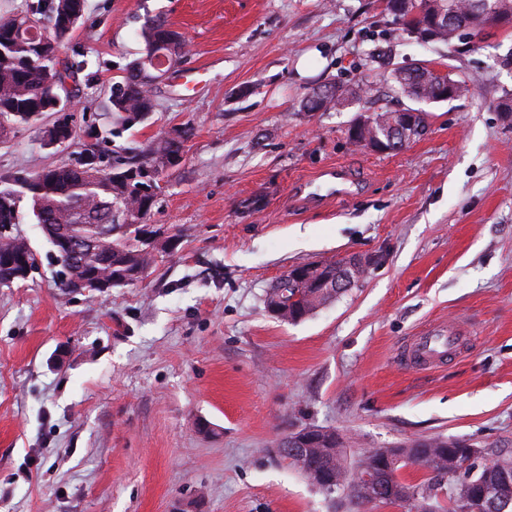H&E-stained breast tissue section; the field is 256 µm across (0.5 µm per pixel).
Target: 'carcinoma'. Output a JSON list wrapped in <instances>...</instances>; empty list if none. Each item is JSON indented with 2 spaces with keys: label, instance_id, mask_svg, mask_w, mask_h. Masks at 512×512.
<instances>
[{
  "label": "carcinoma",
  "instance_id": "carcinoma-1",
  "mask_svg": "<svg viewBox=\"0 0 512 512\" xmlns=\"http://www.w3.org/2000/svg\"><path fill=\"white\" fill-rule=\"evenodd\" d=\"M385 10L395 19H406L404 31L413 34L420 42L445 43L448 45L461 38L458 28L449 25L438 29L425 40L421 33L429 31L433 17L446 10L463 20L475 43L483 42L486 29L493 17L512 18V0H385ZM83 14L77 11V0H49L47 6L30 7L24 12L0 15V131L17 124H34L54 111L49 92L75 80L84 69V62L60 57L59 50L70 37ZM32 19L39 24L40 32L32 40L21 31V24ZM145 44L144 55L129 63L123 80L112 85V114L114 123L121 129H129L148 117L153 111L149 82V68L157 52L165 51L169 65L173 66L187 52L183 34L166 20L149 18L140 30ZM391 79L395 91L412 101L437 99L442 91V76L428 63L413 67L397 66ZM356 97V89L340 87V96L317 99V93L303 104L308 112L326 111ZM189 130L180 129L175 135L159 138L148 145L136 144L126 148V155L113 159L112 168L105 170L99 164H89L91 172L81 171L69 164L49 166L21 178L30 194L31 209L36 223L47 224L53 230L91 235L95 230L112 225V236L103 240L102 248L112 253V266L98 265L97 255L77 256L60 287L65 290L79 288L87 276L95 270L110 277H118L133 285L141 275L155 264L156 259L143 251L139 244L140 225L150 221L157 202V192L129 174H137L141 168L156 163L173 147L186 140ZM18 197L10 189H0V228L19 223ZM27 257L23 243L0 233V285L18 280L17 272ZM336 297L327 288L315 286L308 290L304 304L291 311L297 322L314 313L321 305ZM342 442L336 434L323 436L320 447L308 452L306 465L300 471L309 482L319 479L325 483L318 488L328 493L345 492L357 502H364L360 491L347 483H330V480L347 470L342 455ZM410 461L432 469L437 482L410 485L391 483L381 478V460L367 464L373 471V498L380 502H403L409 512H418L420 503L432 505L438 487L450 482L455 512H512V497L506 510L492 508L481 490L500 480V466L485 464L470 473L464 470L471 459L464 448L448 449V456L456 459V470L448 472L424 449H410Z\"/></svg>",
  "mask_w": 512,
  "mask_h": 512
}]
</instances>
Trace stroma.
I'll return each instance as SVG.
<instances>
[{
	"instance_id": "obj_1",
	"label": "stroma",
	"mask_w": 512,
	"mask_h": 512,
	"mask_svg": "<svg viewBox=\"0 0 512 512\" xmlns=\"http://www.w3.org/2000/svg\"><path fill=\"white\" fill-rule=\"evenodd\" d=\"M156 16L189 53L154 82L148 118L113 129L110 87ZM62 53L85 69L60 112L0 135V188L75 163L91 126L107 165L187 127L151 217L177 243L134 285L66 292L21 199L14 231L37 262L0 286V512H407L310 484L276 453L306 427L336 431L351 468L436 437L478 446V468L512 454V117L497 109L512 29L424 46L382 0H86ZM419 60L479 82L424 104L400 150L352 145L359 113L408 106L390 71ZM328 82L368 93L304 111ZM61 116L63 152L43 141ZM336 167L352 194L310 197ZM354 253L365 278L311 317L268 312L290 268ZM459 319L473 332L456 360L399 365L406 337Z\"/></svg>"
}]
</instances>
